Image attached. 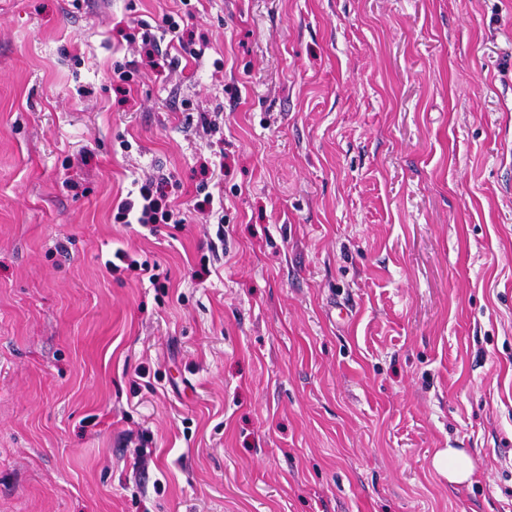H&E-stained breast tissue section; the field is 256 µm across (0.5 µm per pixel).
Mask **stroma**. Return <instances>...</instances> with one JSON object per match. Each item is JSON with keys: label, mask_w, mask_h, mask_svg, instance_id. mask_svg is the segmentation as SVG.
I'll return each mask as SVG.
<instances>
[{"label": "stroma", "mask_w": 512, "mask_h": 512, "mask_svg": "<svg viewBox=\"0 0 512 512\" xmlns=\"http://www.w3.org/2000/svg\"><path fill=\"white\" fill-rule=\"evenodd\" d=\"M0 512H512V0H0ZM162 179L147 178L141 183L137 198L122 200L116 207L114 223L139 224L152 234L157 232L158 224L185 223L184 218L173 219L174 212L161 190ZM434 470L448 480L449 485L470 482L473 465L466 452L459 448H443L435 452L432 459Z\"/></svg>", "instance_id": "stroma-1"}]
</instances>
